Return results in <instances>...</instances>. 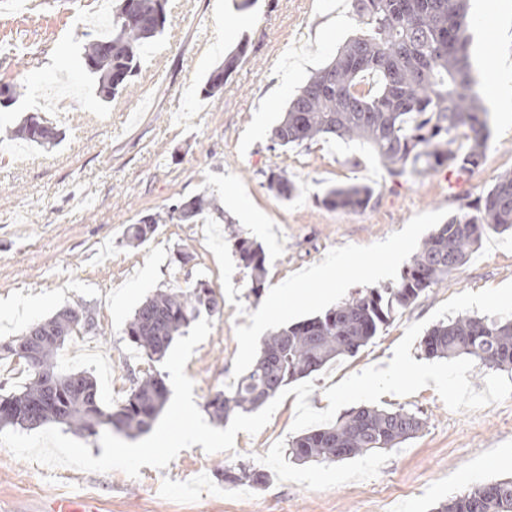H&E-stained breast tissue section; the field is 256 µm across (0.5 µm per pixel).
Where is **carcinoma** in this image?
<instances>
[{
	"mask_svg": "<svg viewBox=\"0 0 512 512\" xmlns=\"http://www.w3.org/2000/svg\"><path fill=\"white\" fill-rule=\"evenodd\" d=\"M167 0H117L112 31L84 46L83 63L97 79V93L107 102L127 89L139 67L143 46L160 36L167 23ZM349 12L362 26L333 60L309 77L272 129L270 148L308 146L336 138L371 152L392 176L427 175L445 169L461 174L479 168L490 139L489 112L474 89L468 35V0H348ZM246 46L228 54L209 75L203 93L212 97L237 69ZM20 93L0 79L3 108ZM43 148L57 144L61 133L30 116L4 129ZM267 187L290 200L296 184L282 171L269 170ZM373 188L336 185L322 204L356 211L368 205ZM213 206L198 195L172 205L164 215H149L131 225L126 243L136 247L157 225L196 224ZM493 232L512 234V170L504 172L475 204L466 205L436 225L396 283L350 296L321 315L279 328L262 342L251 367L206 402L211 420L222 425L273 399L285 386L336 362L355 356L428 288L463 265ZM234 250L248 270L251 292L265 283L266 258L261 244L239 236ZM224 300L205 282L172 288L147 298L126 324L124 334L149 364L161 361L175 337L201 314L221 312ZM82 313L75 321L70 312ZM99 334L93 313L84 306L67 308L28 330L39 368L24 362L28 382L1 396L0 427L33 429L47 422L77 433L97 429L134 438L149 432L162 413L169 391L162 375L147 370L130 394L112 409L103 406L93 376L58 369L57 355L66 339L81 332ZM427 359L469 358L478 369L512 371V320L468 315L440 322L423 336ZM423 420L399 409L361 406L330 425L295 437L287 452L299 462L335 463L378 449L396 448L414 438ZM224 482L253 487L267 474L254 467L224 469ZM434 512H512V479L474 486L439 504Z\"/></svg>",
	"mask_w": 512,
	"mask_h": 512,
	"instance_id": "cac0c4a2",
	"label": "carcinoma"
}]
</instances>
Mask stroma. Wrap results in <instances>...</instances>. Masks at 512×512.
<instances>
[{
  "instance_id": "stroma-1",
  "label": "stroma",
  "mask_w": 512,
  "mask_h": 512,
  "mask_svg": "<svg viewBox=\"0 0 512 512\" xmlns=\"http://www.w3.org/2000/svg\"><path fill=\"white\" fill-rule=\"evenodd\" d=\"M168 0L164 33L142 50L132 87L111 102L83 69L84 45L105 36L112 0H51L41 12L25 0H0V76L21 96L0 111L17 125L38 115L61 132L46 151L0 139V340L83 303L103 334L66 340L57 362L86 371L105 406L121 403L147 369L124 335L134 311L156 292L204 281L224 298L210 315L211 333L188 361L197 408L236 381L272 330L319 315L356 291L398 281L437 224L475 203L512 169V121L490 112L491 138L474 173L392 177L367 152L334 141L270 150V133L293 94L360 29L345 0ZM470 0L469 32L480 89L512 99V0L483 9ZM247 53L220 93L202 87L239 44ZM162 80H155L156 70ZM284 171L300 189L292 200L265 185L267 170ZM373 187L358 211L332 210L331 186ZM212 193L221 213L196 224H163L139 247L126 243L141 217L178 200ZM243 232L266 255L260 294L240 265L232 235ZM193 259L177 262L178 251ZM336 267L310 283V298L289 301L264 326L255 320L272 292L288 297L313 268ZM512 281V237L488 234L465 264L428 288L402 315L352 357L309 377L308 398L328 407L332 382L371 366L386 367L406 328L466 291ZM295 395H288L257 434L237 433L233 450H182L166 468L52 469L15 458L0 445V512H43L51 499L87 497L96 512H432L466 489L512 477V398L474 411L446 407L433 387L410 396H381L385 409L424 420L417 437L397 448L337 463H298ZM264 470L260 489L226 484L224 467Z\"/></svg>"
}]
</instances>
